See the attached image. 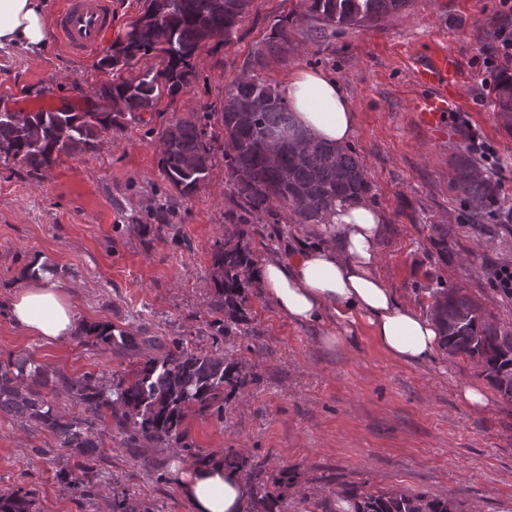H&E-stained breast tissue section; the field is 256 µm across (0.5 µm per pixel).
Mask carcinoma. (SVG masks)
I'll list each match as a JSON object with an SVG mask.
<instances>
[{"mask_svg": "<svg viewBox=\"0 0 512 512\" xmlns=\"http://www.w3.org/2000/svg\"><path fill=\"white\" fill-rule=\"evenodd\" d=\"M303 10L276 20L250 62L263 68L269 59L286 60L290 26L308 24V38L318 43L338 27L376 23L409 5V0H301ZM252 0H144L142 16L152 17L138 42L133 29L112 45L116 79L99 90L112 98L110 112H81L70 108L37 112H0V161L24 165L31 171L51 166L62 154L93 153L102 134L120 129L126 120L151 112L159 99L177 97L196 78L193 61L211 40L229 38L250 14ZM157 57L164 67L147 66L135 77L119 71ZM260 112H248L255 100ZM494 107L512 120V78L498 85ZM161 170L166 182L182 196L192 195L214 167L215 150L224 160L226 181L236 197L229 210L224 241L212 252V280L217 300L213 310L217 333L231 335L245 302V284L252 266L249 221L242 213L259 215L285 211L294 224H324L337 200L365 196L370 190L365 168L350 148L316 142L295 127L288 104L271 84L244 71L227 88L220 109L163 123L156 131ZM454 185L474 214L494 197V187L473 174L462 157ZM431 314L439 325L449 354L474 361L482 376L507 401H512V326L505 328L485 316L482 308L456 290L431 291ZM111 325L79 329L112 346ZM140 343L160 353L147 356L131 379L106 383L90 373L57 377L69 399L85 407L86 415L65 416L32 385L46 371L31 357L0 363V416L23 419L53 433L57 446L74 460L75 473L65 486L87 497L98 491L94 431L116 418L132 440L177 445L183 443L189 412L205 417L224 413V392H237L253 381L252 374L229 353L207 351L176 338L167 346L142 336ZM249 512H285L277 498L252 486ZM351 512H463L455 499L428 492L395 490L373 493L357 486L344 491ZM0 512H29V500L15 490L0 492Z\"/></svg>", "mask_w": 512, "mask_h": 512, "instance_id": "1", "label": "carcinoma"}]
</instances>
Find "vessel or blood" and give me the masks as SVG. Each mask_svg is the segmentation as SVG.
<instances>
[{
    "label": "vessel or blood",
    "mask_w": 512,
    "mask_h": 512,
    "mask_svg": "<svg viewBox=\"0 0 512 512\" xmlns=\"http://www.w3.org/2000/svg\"><path fill=\"white\" fill-rule=\"evenodd\" d=\"M112 19V0H64L54 30L65 50L85 55L99 49L111 35ZM413 78L421 90L415 106L418 121L432 130L442 129L449 112L463 105L455 57L447 48H437L416 64Z\"/></svg>",
    "instance_id": "b4317fda"
}]
</instances>
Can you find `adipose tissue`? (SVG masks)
Returning a JSON list of instances; mask_svg holds the SVG:
<instances>
[{"label": "adipose tissue", "mask_w": 512, "mask_h": 512, "mask_svg": "<svg viewBox=\"0 0 512 512\" xmlns=\"http://www.w3.org/2000/svg\"><path fill=\"white\" fill-rule=\"evenodd\" d=\"M49 37L48 0H0V49L36 53ZM296 124L311 138L338 146L356 135V119L343 85L325 71L301 67L280 85ZM384 215L366 199L337 202L328 235L300 241L288 255L261 262L255 278L284 316L296 323L336 321L324 342H340L343 332L366 318L376 344L393 360L432 362L440 335L432 320L403 304L377 271ZM35 258L27 284L6 305L14 327L45 342L73 335L76 314L69 289L44 276ZM175 474L192 512H245L251 487L221 458L178 465Z\"/></svg>", "instance_id": "1"}]
</instances>
